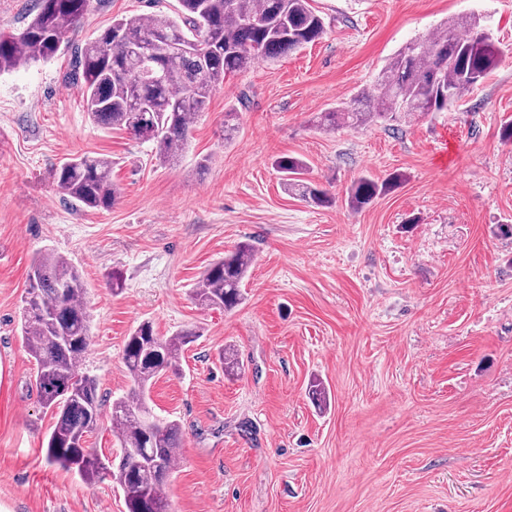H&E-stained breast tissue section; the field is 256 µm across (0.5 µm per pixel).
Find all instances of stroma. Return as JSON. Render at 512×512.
I'll list each match as a JSON object with an SVG mask.
<instances>
[{
    "label": "stroma",
    "instance_id": "obj_1",
    "mask_svg": "<svg viewBox=\"0 0 512 512\" xmlns=\"http://www.w3.org/2000/svg\"><path fill=\"white\" fill-rule=\"evenodd\" d=\"M176 0H92L67 35L114 17L172 14ZM326 32L272 64L226 77L177 164L94 124L70 50L0 73V512H125L110 481L47 464L53 420L21 336L34 257L82 273L90 347L82 373L112 398L130 381L134 326L199 338L149 406L181 426L166 488L173 512H512V0H312ZM483 18L499 66L463 101L390 126H316L373 89L400 48L457 14ZM237 132L224 138V115ZM112 158L110 210L52 181L74 156ZM301 158L331 208L284 187L274 160ZM403 174L359 211L361 176ZM255 247L245 300L226 312L189 296L210 262ZM124 281L112 293L113 274ZM236 354L227 374L220 350ZM328 398L316 406L310 385Z\"/></svg>",
    "mask_w": 512,
    "mask_h": 512
}]
</instances>
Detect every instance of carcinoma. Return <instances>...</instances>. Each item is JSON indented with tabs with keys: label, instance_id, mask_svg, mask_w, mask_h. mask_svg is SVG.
<instances>
[{
	"label": "carcinoma",
	"instance_id": "obj_1",
	"mask_svg": "<svg viewBox=\"0 0 512 512\" xmlns=\"http://www.w3.org/2000/svg\"><path fill=\"white\" fill-rule=\"evenodd\" d=\"M35 14L20 30L0 29V72L54 58L68 32L87 14L91 0H35ZM176 15H133L112 21L78 56L85 111L97 125L151 143L171 164L188 146L194 117L205 111L213 89L230 75L320 39L324 18L310 0H177ZM501 51L476 16H455L436 31L406 44L377 77V92L360 91L353 101L318 117V125L367 127L428 112H444L465 97L499 64ZM288 190L306 203L328 208L336 197L306 179L307 164L283 155L274 162ZM53 178L63 194L88 209L108 210L119 198L112 160L80 155L59 165ZM401 176L379 181L360 177L348 205L361 210L392 191ZM253 246L239 243L214 260L195 288L204 307L230 311L243 300L242 283ZM22 333L37 365L42 406L53 412L45 458L87 483L111 477L123 493L126 512H170L166 486L175 465L180 425L156 419L147 399L152 380L180 374V354L199 332L181 329L157 335L143 321L129 336L123 362L131 381L114 399L112 424L127 462L110 464L87 445L104 416L96 378L79 372L90 345L86 288L65 258L37 256L28 274Z\"/></svg>",
	"mask_w": 512,
	"mask_h": 512
}]
</instances>
